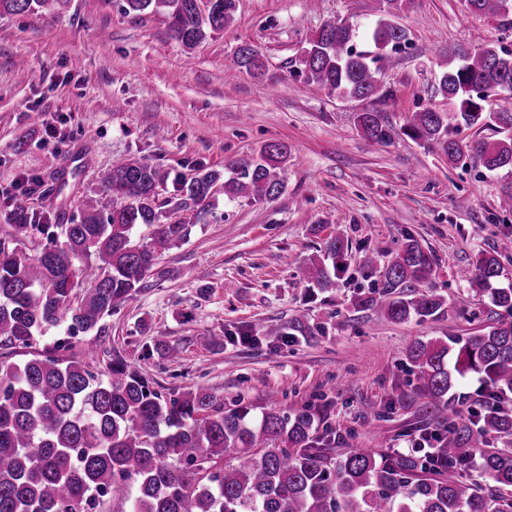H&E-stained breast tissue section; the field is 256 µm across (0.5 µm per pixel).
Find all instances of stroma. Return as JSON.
Returning a JSON list of instances; mask_svg holds the SVG:
<instances>
[{"label": "stroma", "instance_id": "obj_1", "mask_svg": "<svg viewBox=\"0 0 512 512\" xmlns=\"http://www.w3.org/2000/svg\"><path fill=\"white\" fill-rule=\"evenodd\" d=\"M383 8L382 0H238L234 22L190 53L163 17L125 14L122 0L0 17V194L19 175L48 181L63 172L53 204L71 213L94 196L99 170L133 156L187 174L198 163L223 169L270 142L289 146L285 192L263 203L217 196L187 241L159 256L142 292L105 318V335L74 339L78 359L107 349L157 390L201 388L258 411L272 392L287 411L316 404L340 450L402 452L429 427L403 353L414 340L451 328L464 338L486 324L459 271L512 235V215L498 207L512 178L467 158L449 163L436 141L371 144L354 124L359 102L296 77L323 24L376 20ZM397 20L408 43L383 75L393 92L387 119L400 127L431 108L447 115L456 139H492L458 126V102L438 91V62L457 47L512 52V26L472 16L463 0H403ZM245 43L259 48L265 73L238 74L226 90L224 63ZM339 227L353 245L347 279L339 292L305 297L285 259L315 254ZM409 234L436 258L447 314L393 324L353 310L348 296L377 283L365 248L392 252ZM293 318L325 332L294 342L265 335ZM247 327L257 341L241 340ZM158 333L165 349L153 347Z\"/></svg>", "mask_w": 512, "mask_h": 512}]
</instances>
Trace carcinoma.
<instances>
[{
  "instance_id": "obj_1",
  "label": "carcinoma",
  "mask_w": 512,
  "mask_h": 512,
  "mask_svg": "<svg viewBox=\"0 0 512 512\" xmlns=\"http://www.w3.org/2000/svg\"><path fill=\"white\" fill-rule=\"evenodd\" d=\"M389 18L369 31L375 51L356 47L359 27L324 24L308 41L297 75L328 96L365 103L355 126L372 144L403 135L442 142L448 161L469 149L490 172L512 174V54L489 47L452 51L443 60L438 91L459 103V121L500 135L472 145L447 137L440 112L424 108L396 127L381 105L392 91L381 75L392 52L408 41L393 20L401 0H387ZM66 0H0V15L62 7ZM124 11L147 9L166 18L168 32L186 50L232 23L237 0H125ZM476 16L512 13V0H464ZM262 54L240 46L229 77L262 74ZM288 146L264 145L249 161L224 169L200 167L184 175L144 158H130L97 173L98 198L81 204L78 218L52 207L30 208L13 199L8 223L17 247L0 246V343L21 346L31 358L0 362V512H512V282L501 285V257L512 252L505 236L472 259L462 276L474 297L490 307L491 322L460 338L453 332L417 340L404 352L415 394L434 428L419 456L363 448L337 451L320 444L321 410L292 412L276 397L261 416L203 390L161 392L115 355L103 379L70 354L72 342L36 351V333L68 323L71 333L102 332L112 315L144 287L160 251L189 235L187 216L199 217L216 192L254 202L285 189ZM144 225L152 232L135 239ZM46 243L32 255L19 248L33 232ZM352 244L338 229L320 253L306 259L307 296L335 291ZM435 257L407 235L379 267L381 290L350 298L357 311L375 310L393 323L438 319L447 300L432 285ZM324 327L298 320L271 325L268 336H314ZM480 377L492 401L475 415L454 407L457 380ZM476 470L482 482L465 486Z\"/></svg>"
}]
</instances>
